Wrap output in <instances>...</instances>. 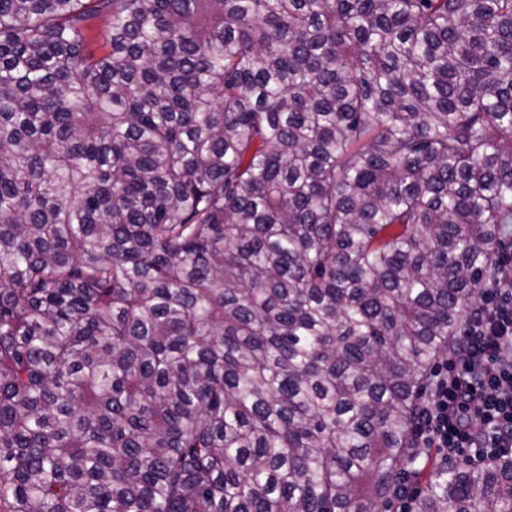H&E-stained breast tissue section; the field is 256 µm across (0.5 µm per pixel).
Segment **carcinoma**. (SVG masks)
I'll use <instances>...</instances> for the list:
<instances>
[{"label":"carcinoma","instance_id":"carcinoma-1","mask_svg":"<svg viewBox=\"0 0 512 512\" xmlns=\"http://www.w3.org/2000/svg\"><path fill=\"white\" fill-rule=\"evenodd\" d=\"M511 235L512 0H0V512H382Z\"/></svg>","mask_w":512,"mask_h":512}]
</instances>
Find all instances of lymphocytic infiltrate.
<instances>
[{"mask_svg": "<svg viewBox=\"0 0 512 512\" xmlns=\"http://www.w3.org/2000/svg\"><path fill=\"white\" fill-rule=\"evenodd\" d=\"M412 434L445 462L512 460V244L499 250L455 347L434 366Z\"/></svg>", "mask_w": 512, "mask_h": 512, "instance_id": "f902f5d3", "label": "lymphocytic infiltrate"}]
</instances>
